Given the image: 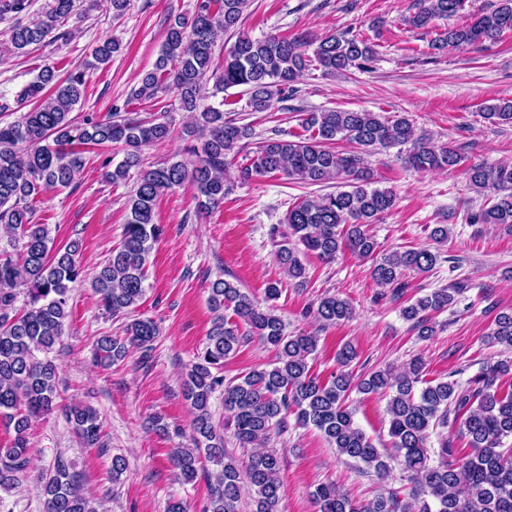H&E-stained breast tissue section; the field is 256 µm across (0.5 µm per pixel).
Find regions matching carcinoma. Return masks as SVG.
<instances>
[{
    "instance_id": "1",
    "label": "carcinoma",
    "mask_w": 512,
    "mask_h": 512,
    "mask_svg": "<svg viewBox=\"0 0 512 512\" xmlns=\"http://www.w3.org/2000/svg\"><path fill=\"white\" fill-rule=\"evenodd\" d=\"M30 0H0V17L20 15ZM416 11L404 19L414 29L433 27L438 19L455 16L464 0H415ZM249 0H196L193 12L177 15L167 25L154 70L145 73L132 92L136 100L153 99L163 85H171L179 106L194 120L190 134L199 143L191 146L198 157L191 168L176 161L142 170L141 148L167 139L165 122H146L113 112L104 118L72 116L85 87L84 71L76 68L62 80L54 68L44 67L36 80L16 94V103L32 108L12 122L0 121V225L21 243L20 259L0 253V423L12 427L14 443L0 448V489L11 487L26 473L29 463V426L35 416L58 408L56 365L38 354L49 353L60 341L69 317V284L81 275L78 242L51 250L48 228L34 222L30 205L45 192L73 185L85 166L84 146L116 144L125 156L108 181L117 183L136 170L133 194L120 247L94 278L92 287L101 306L112 316L134 311L145 294L147 261L162 234L155 221L157 199L166 191L190 183L200 197L202 210L224 203V170L239 143L252 135L251 127L224 118V110L206 103L226 88L244 86L249 107L267 112L274 102L295 95L296 84L316 62L328 72L364 68L376 55L373 45L359 34H330L312 39L268 35L254 39L240 31L239 23ZM76 0H49L36 20L17 23L10 30V45L23 51L39 45L52 31L63 26L76 10ZM512 33V0H496L494 7L462 26L439 33L433 49H463L497 41ZM236 40L215 66V51L224 46V35ZM313 47V55L307 48ZM120 49L106 39L94 51V60L104 65ZM216 79L208 91L210 79ZM484 118L512 124V99L484 107ZM305 124L309 137L268 140L258 147L253 162L242 169L246 178L258 174H282L308 185L344 180L346 189L319 197H307L288 209L284 223L272 224L268 236L276 247V260L289 280L307 281L303 257L314 253L330 260L347 249L371 261V277L402 298L406 273H426L439 261L429 248L386 252L368 231L390 211L396 194L389 188H371L365 173L364 155L382 147L409 145L408 163L415 169L457 170L463 157L453 145L436 146L426 134H416L408 118L386 117L376 112L326 110L311 112ZM341 137L356 144L338 153L332 147ZM53 144H48L47 140ZM469 186L490 189L496 202L471 219L473 224L512 226V162L496 166L472 164L466 170ZM24 289L26 310L14 307L17 289ZM468 285L453 281L417 298L402 309L413 322L418 336L436 334L432 315L456 305ZM281 289L274 282L265 289L270 305L262 308L253 297L233 282L218 278L210 284L209 303L216 313L208 342L186 373L184 386L193 418L194 447L178 448L173 463L187 480L197 477L201 458L216 467L211 475V496L203 512H237L241 492L252 493L254 512H286L281 493L280 459L266 448L273 432L287 427L288 415L298 425L318 429L340 456L363 464L379 477L387 476L395 462L415 484L418 512H512V387L501 390L500 378L512 372V360H501L466 384L456 380L432 383L424 379L421 359L415 358L401 372L374 370L359 381L344 367L357 358L346 343L336 353L340 370L323 379L311 372L310 360L320 337L315 333L290 335L271 302ZM230 310L239 319L224 315ZM323 324L336 325L353 316L351 303L336 295L323 294L316 308ZM490 336L492 342L512 349V312L500 313ZM248 334L276 348L277 362L269 369L253 370L224 382V361L237 350L239 325ZM159 336L157 323L135 318L126 324L122 337L101 336L96 341V358L104 365L122 361L129 348L147 353ZM221 390L224 408L231 413L234 435L244 448L252 449L245 459L224 450V432L210 410L213 394ZM381 393L387 402L388 430L393 454L377 448L356 425L355 409L348 404L352 391ZM87 448H101V429L96 410L83 404L64 408ZM464 418V433L471 452L458 457L448 438L434 450L427 446L430 431ZM45 512H98L85 497L75 473L59 458L43 483ZM313 497L319 512H406L408 505L395 494L358 504L333 483L318 486Z\"/></svg>"
}]
</instances>
